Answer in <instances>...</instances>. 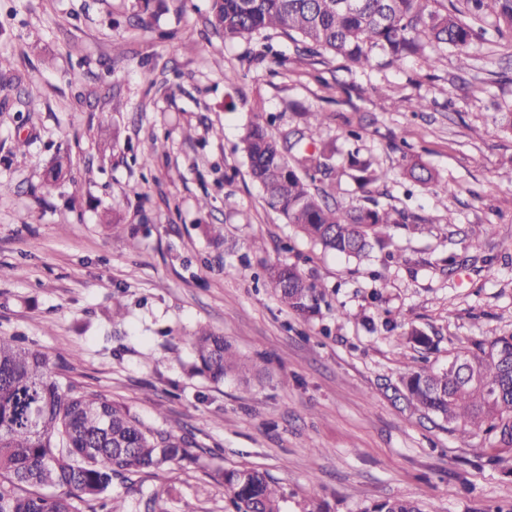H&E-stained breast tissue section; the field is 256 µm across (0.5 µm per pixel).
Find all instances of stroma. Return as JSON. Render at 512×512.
Instances as JSON below:
<instances>
[{
  "label": "stroma",
  "instance_id": "obj_1",
  "mask_svg": "<svg viewBox=\"0 0 512 512\" xmlns=\"http://www.w3.org/2000/svg\"><path fill=\"white\" fill-rule=\"evenodd\" d=\"M208 14L209 0H0V51L42 91L30 107L23 84L0 88V336L24 337L61 381L126 404L147 427L193 437L198 463L135 478L128 512L153 495L166 512H224L214 475L240 467L268 473L283 512H362L388 498L512 512V453L487 464L473 453L480 437L394 393L421 359L442 365L512 334V133L498 125L512 109V38L477 43L465 68L450 48L351 70L273 32L274 55H260L258 40L224 39ZM421 97L427 108L413 111ZM313 111L325 116L320 141L339 149L332 203L363 199L345 159L356 148L389 172L373 196L420 217L421 233L391 231L399 262L314 247L250 178L240 146L254 116L278 135ZM351 127L363 131L353 144ZM157 139L166 154L141 167ZM60 146L72 178L50 187ZM409 147L435 182L404 175ZM108 206L122 223H101ZM482 224L493 235L474 238ZM279 260L333 288L322 318L280 303L265 277ZM202 327L248 359V379L190 374L187 338ZM410 327L435 350L410 344Z\"/></svg>",
  "mask_w": 512,
  "mask_h": 512
}]
</instances>
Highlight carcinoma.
I'll use <instances>...</instances> for the list:
<instances>
[{
	"label": "carcinoma",
	"instance_id": "1",
	"mask_svg": "<svg viewBox=\"0 0 512 512\" xmlns=\"http://www.w3.org/2000/svg\"><path fill=\"white\" fill-rule=\"evenodd\" d=\"M464 10L445 0H211L208 22L229 40H251L278 31L316 53L363 68L378 55L393 65L427 49L451 47L467 66L469 48L486 40L488 29L461 17H493L490 27L512 31V0H463ZM305 128L283 138L255 121L241 139L250 174L267 204L285 223L325 252L359 261L390 244V230L413 234L417 217L368 197L349 209L330 206L328 191L316 182L335 171L336 149L308 154L302 141L319 135L318 112H304ZM352 178L359 188L388 179L387 172L350 153ZM71 158L58 150L48 169L52 182L66 180ZM405 175L422 185L434 175L410 156ZM267 281L281 303L300 316L321 313L328 288L296 265L275 262ZM195 353L193 374L213 382L232 372L247 378L245 365L224 337L201 328L188 337ZM458 365L421 367L400 379L398 396L407 406L433 415L448 431L482 432L492 449H512V335L477 341L453 356ZM196 461L183 437L145 427L131 409L106 395L52 376L49 356L15 337L0 336V512H126L115 483H130L167 464ZM225 512H282L283 494L258 469L219 472ZM362 512H422L406 499L374 501Z\"/></svg>",
	"mask_w": 512,
	"mask_h": 512
}]
</instances>
